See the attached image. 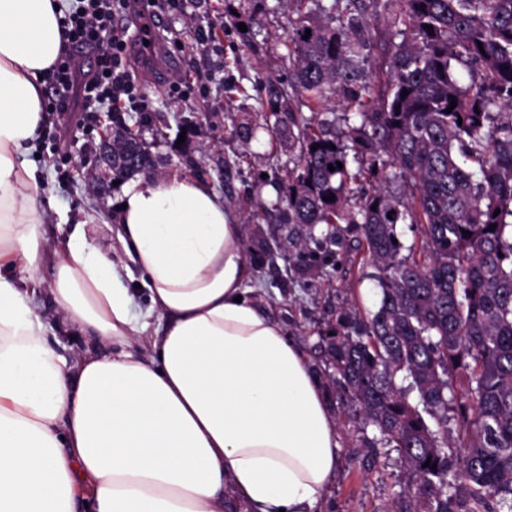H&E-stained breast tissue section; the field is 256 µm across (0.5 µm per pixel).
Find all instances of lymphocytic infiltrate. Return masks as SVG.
<instances>
[{
    "label": "lymphocytic infiltrate",
    "mask_w": 512,
    "mask_h": 512,
    "mask_svg": "<svg viewBox=\"0 0 512 512\" xmlns=\"http://www.w3.org/2000/svg\"><path fill=\"white\" fill-rule=\"evenodd\" d=\"M134 10V0H74L61 21L68 44L96 42L102 50L94 66L85 71L76 68L72 52H65L58 59L53 66L50 111H65L74 93L81 99L85 112L95 111L97 104L103 102L137 101L134 77L122 62L131 36L128 27L116 21L117 15H128ZM137 103L139 111H148L146 102Z\"/></svg>",
    "instance_id": "obj_1"
}]
</instances>
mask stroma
Listing matches in <instances>:
<instances>
[{"mask_svg":"<svg viewBox=\"0 0 512 512\" xmlns=\"http://www.w3.org/2000/svg\"><path fill=\"white\" fill-rule=\"evenodd\" d=\"M239 0H179L177 9L163 13L152 33L151 49L131 43L125 62L137 78V88L150 105L151 125L139 124L138 115L122 108L121 117L131 127H141L144 140L159 159L160 174H180L210 183L236 215L242 240L254 234H277L278 224L253 219L255 198L273 204L276 197L257 192L261 175L286 174L287 148L266 133L245 141L237 131L243 122L263 123L268 113L264 85L270 78H287L294 67L284 41L296 15L288 0H261L259 22L240 31L227 10ZM189 80L191 92L181 97L172 84ZM207 112L211 122L197 126L192 139L176 143L177 121ZM100 130L84 125L78 112L47 113L34 151L48 191L39 199L48 247L57 250L75 224H83L88 237L103 252L117 248L115 196L93 198L88 174L96 165L95 146ZM354 250L335 249L331 279L310 278L284 266L254 273L252 288L264 309L283 326L310 364L321 361L315 344L336 308L372 311L375 286L371 266L354 263ZM36 300L49 322V344L59 353L78 357L87 338L75 327L60 324L48 289ZM341 462L323 499L307 512H386L406 478L389 452L384 464L367 469L361 464L362 433L347 419H339Z\"/></svg>","mask_w":512,"mask_h":512,"instance_id":"35a3bbf8","label":"stroma"}]
</instances>
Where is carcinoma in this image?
Segmentation results:
<instances>
[{
	"instance_id": "obj_1",
	"label": "carcinoma",
	"mask_w": 512,
	"mask_h": 512,
	"mask_svg": "<svg viewBox=\"0 0 512 512\" xmlns=\"http://www.w3.org/2000/svg\"><path fill=\"white\" fill-rule=\"evenodd\" d=\"M289 2L294 68L288 87L266 85L271 133L299 148L288 185L271 182L288 234L246 251L260 267L278 257L308 273L330 263L348 225L375 269L376 308L340 311L318 344L336 409L373 426L363 447L393 449L407 474L387 512H512V0ZM377 6L391 30L379 96L364 34ZM335 96L344 130L327 118ZM157 166L140 132L112 117L118 178ZM367 179L372 190L349 204ZM395 181L400 196L387 190ZM400 224L421 227V245H405Z\"/></svg>"
}]
</instances>
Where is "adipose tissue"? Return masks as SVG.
Wrapping results in <instances>:
<instances>
[{"label": "adipose tissue", "instance_id": "1", "mask_svg": "<svg viewBox=\"0 0 512 512\" xmlns=\"http://www.w3.org/2000/svg\"><path fill=\"white\" fill-rule=\"evenodd\" d=\"M68 0H0V512H301L340 443L319 377L248 284L223 197L181 175L127 182L124 256L82 228L49 252L30 153ZM140 272L136 313L126 279ZM99 351L53 349L41 283ZM160 328H153V320Z\"/></svg>", "mask_w": 512, "mask_h": 512}]
</instances>
